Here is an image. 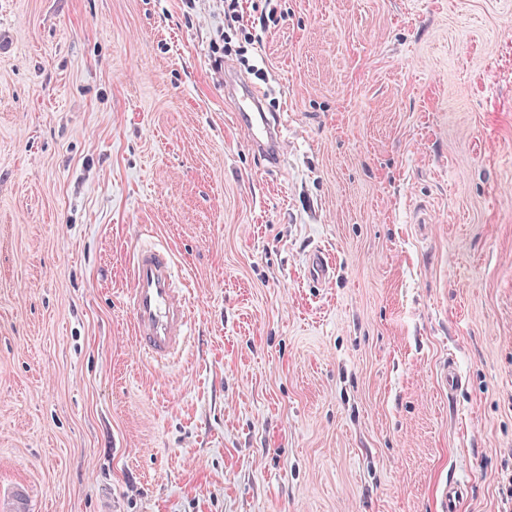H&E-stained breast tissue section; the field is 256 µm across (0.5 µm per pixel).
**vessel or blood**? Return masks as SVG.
Masks as SVG:
<instances>
[{
    "label": "vessel or blood",
    "instance_id": "obj_1",
    "mask_svg": "<svg viewBox=\"0 0 512 512\" xmlns=\"http://www.w3.org/2000/svg\"><path fill=\"white\" fill-rule=\"evenodd\" d=\"M234 118L254 147L270 161L280 162L288 129L262 111L257 91L242 89ZM132 272L130 309L136 346L150 362L167 363L187 345L191 325L188 298L176 284L173 255L153 244L138 245L132 254Z\"/></svg>",
    "mask_w": 512,
    "mask_h": 512
}]
</instances>
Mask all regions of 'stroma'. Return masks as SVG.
I'll use <instances>...</instances> for the list:
<instances>
[{"label": "stroma", "instance_id": "35a3bbf8", "mask_svg": "<svg viewBox=\"0 0 512 512\" xmlns=\"http://www.w3.org/2000/svg\"><path fill=\"white\" fill-rule=\"evenodd\" d=\"M276 10L259 79L214 63L222 0H0V512H438L451 479L512 512V0ZM141 242L188 289L165 367ZM234 112L236 124L244 131L251 144L272 162L279 164L283 154L287 125L261 109L257 91L242 86ZM172 253L154 244H140L132 254L130 309L136 346L150 362L165 364L190 338L188 298L178 288Z\"/></svg>", "mask_w": 512, "mask_h": 512}]
</instances>
